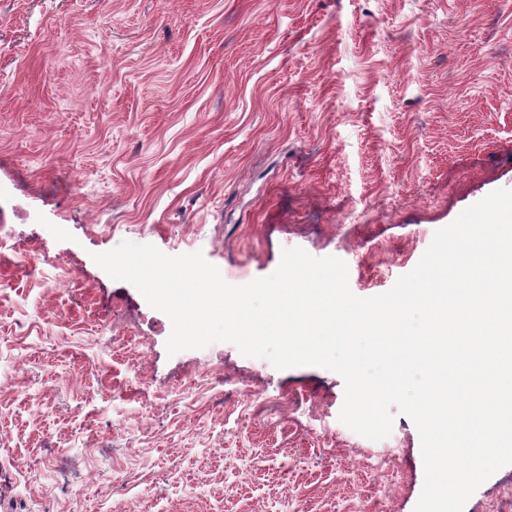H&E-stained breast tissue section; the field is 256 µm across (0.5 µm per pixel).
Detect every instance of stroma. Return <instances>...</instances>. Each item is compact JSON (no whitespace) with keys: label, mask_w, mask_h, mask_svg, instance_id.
Instances as JSON below:
<instances>
[{"label":"stroma","mask_w":512,"mask_h":512,"mask_svg":"<svg viewBox=\"0 0 512 512\" xmlns=\"http://www.w3.org/2000/svg\"><path fill=\"white\" fill-rule=\"evenodd\" d=\"M498 189L512 0H0V512H414L409 417L372 441L333 371L168 355L93 256L244 285L299 247L371 297ZM464 512H512V465Z\"/></svg>","instance_id":"1"}]
</instances>
